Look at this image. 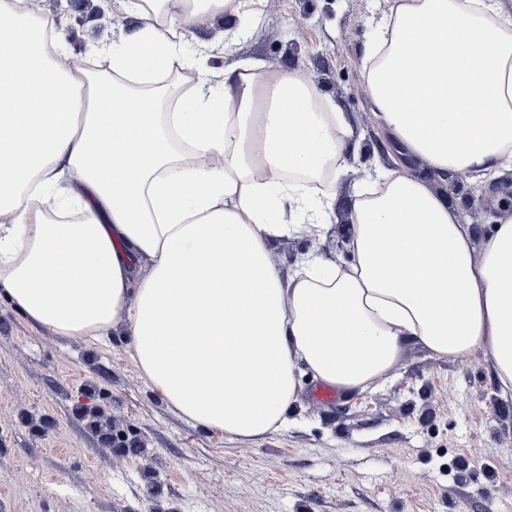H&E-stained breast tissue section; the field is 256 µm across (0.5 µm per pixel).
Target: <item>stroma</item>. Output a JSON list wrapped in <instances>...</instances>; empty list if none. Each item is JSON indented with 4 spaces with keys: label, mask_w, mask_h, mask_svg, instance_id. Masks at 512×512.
I'll return each instance as SVG.
<instances>
[{
    "label": "stroma",
    "mask_w": 512,
    "mask_h": 512,
    "mask_svg": "<svg viewBox=\"0 0 512 512\" xmlns=\"http://www.w3.org/2000/svg\"><path fill=\"white\" fill-rule=\"evenodd\" d=\"M389 0H242L237 16L205 22L192 43L210 65L294 70L344 112L358 144L335 179L346 216L371 168L420 174L365 90L373 19ZM74 57L137 24L125 0H38ZM244 28L228 41L224 31ZM455 207L475 200L487 224L498 194L466 179L437 182ZM304 379L288 429L253 440L183 421L152 390L121 337L106 345L38 330L0 298V512H512V397L489 360L438 359L420 346L362 393L324 403ZM103 408L128 439L116 455L95 428Z\"/></svg>",
    "instance_id": "stroma-1"
}]
</instances>
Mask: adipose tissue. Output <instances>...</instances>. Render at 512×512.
Wrapping results in <instances>:
<instances>
[{
	"label": "adipose tissue",
	"instance_id": "obj_1",
	"mask_svg": "<svg viewBox=\"0 0 512 512\" xmlns=\"http://www.w3.org/2000/svg\"><path fill=\"white\" fill-rule=\"evenodd\" d=\"M138 26L76 67L52 17L0 0V291L33 326L109 339L186 422L258 438L288 425L298 378L364 391L422 344L480 352L512 396V209L462 222L432 177L512 170V18L495 0H392L366 90L425 175L365 176L351 259L314 249L343 113L296 72H221L194 27L226 0H127ZM176 76L185 94L169 99ZM311 241L290 274L274 244Z\"/></svg>",
	"mask_w": 512,
	"mask_h": 512
}]
</instances>
